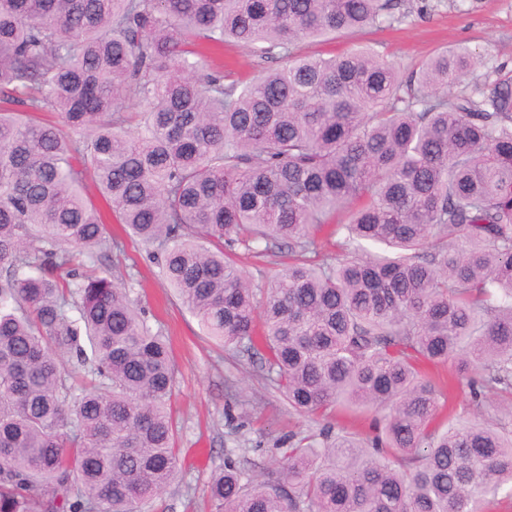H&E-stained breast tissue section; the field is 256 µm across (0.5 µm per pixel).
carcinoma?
I'll use <instances>...</instances> for the list:
<instances>
[{
	"instance_id": "carcinoma-1",
	"label": "carcinoma",
	"mask_w": 512,
	"mask_h": 512,
	"mask_svg": "<svg viewBox=\"0 0 512 512\" xmlns=\"http://www.w3.org/2000/svg\"><path fill=\"white\" fill-rule=\"evenodd\" d=\"M398 0H0V512H143L176 480L162 328L98 269L83 196L157 246L205 335L327 424L262 478L226 454L213 512H490L512 499V81L448 94L462 47L407 75L307 40ZM279 67L243 82L200 47ZM144 107L131 111V104ZM55 112L62 123L43 122ZM288 251L257 287L239 251ZM469 375L472 419L427 365Z\"/></svg>"
}]
</instances>
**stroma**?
Instances as JSON below:
<instances>
[{"label": "stroma", "mask_w": 512, "mask_h": 512, "mask_svg": "<svg viewBox=\"0 0 512 512\" xmlns=\"http://www.w3.org/2000/svg\"><path fill=\"white\" fill-rule=\"evenodd\" d=\"M401 0L400 21L332 40L304 44L324 57L371 48L398 69L416 70L434 52L461 44L477 56L459 88L490 94L495 82L512 78V0ZM119 243L107 266L171 337L176 364L174 403L178 412L179 472L162 497L164 512H211L210 483L223 469L226 450L250 449V475L280 458L276 443L291 433L317 429V422L290 412L262 375L259 364L223 349L202 335L197 319L164 279L152 248L110 223Z\"/></svg>", "instance_id": "stroma-1"}]
</instances>
